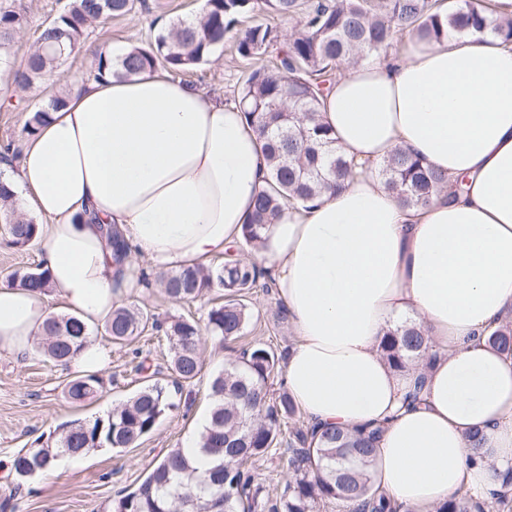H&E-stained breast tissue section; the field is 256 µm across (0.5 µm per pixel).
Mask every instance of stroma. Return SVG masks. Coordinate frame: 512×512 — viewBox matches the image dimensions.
<instances>
[{"mask_svg":"<svg viewBox=\"0 0 512 512\" xmlns=\"http://www.w3.org/2000/svg\"><path fill=\"white\" fill-rule=\"evenodd\" d=\"M67 0H0V7L21 14L24 23L0 56L10 66L20 68L35 43L39 27L52 20ZM148 9L90 28L83 48L67 58L66 77L92 79L93 69L83 55L84 47L101 43L144 46L158 35L161 23H173L199 11L201 0H147ZM249 68L248 61L236 52L232 38L214 50L209 63L177 73L180 81L197 85L208 94L233 103L239 82ZM44 99L39 89H13L0 96V149L12 146L22 152L27 136L24 128L37 105ZM126 303L146 307L159 318L201 316L209 307L210 297L192 303H176L162 288L151 285L136 288ZM253 320L237 341L216 346L210 336H203V366L193 384L175 395L176 409L167 412L156 429L134 448H98L79 458L57 478L44 481L33 476L23 482L9 481L0 487V512H102L113 495L142 480L152 466L172 448L181 447L186 435L195 432L209 414L211 400L208 384L225 362L242 347L254 342L269 344L276 350L291 346L294 335L288 321L279 314L280 302L275 292L253 289L246 295ZM147 364L148 373H140L139 364ZM73 373L51 362L42 349H33L22 361L0 358V453L8 456L23 448L54 446L62 424L75 419L103 417L125 403L148 380L170 384L169 345L164 336L146 334L123 345L113 346L112 365L101 373L100 391L82 402L70 401L65 393Z\"/></svg>","mask_w":512,"mask_h":512,"instance_id":"35a3bbf8","label":"stroma"}]
</instances>
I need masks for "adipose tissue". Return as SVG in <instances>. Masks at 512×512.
Masks as SVG:
<instances>
[{
	"instance_id": "adipose-tissue-1",
	"label": "adipose tissue",
	"mask_w": 512,
	"mask_h": 512,
	"mask_svg": "<svg viewBox=\"0 0 512 512\" xmlns=\"http://www.w3.org/2000/svg\"><path fill=\"white\" fill-rule=\"evenodd\" d=\"M19 164L0 180L41 220L50 288L0 283V358H26L64 303L86 326L130 286L102 233L118 226L159 270L205 263L242 240L266 160L243 112L160 71L69 82ZM323 122L363 172L285 210L257 253L296 340L282 384L320 428L382 429L375 484L409 512H436L459 489L480 501L512 471V360L487 340L512 320V45L414 40L395 59L349 66ZM402 147L448 180L409 208L377 166ZM422 324V365L396 371L387 331ZM423 381L422 399L405 398ZM481 432L483 459L470 436Z\"/></svg>"
}]
</instances>
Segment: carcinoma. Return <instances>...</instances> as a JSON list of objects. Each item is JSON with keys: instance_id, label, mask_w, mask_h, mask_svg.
Listing matches in <instances>:
<instances>
[{"instance_id": "carcinoma-1", "label": "carcinoma", "mask_w": 512, "mask_h": 512, "mask_svg": "<svg viewBox=\"0 0 512 512\" xmlns=\"http://www.w3.org/2000/svg\"><path fill=\"white\" fill-rule=\"evenodd\" d=\"M146 0H68L64 10L43 25L24 67L13 72L17 87L41 82L57 67L64 47L69 53L80 45L90 25L128 15ZM293 17L302 15V27L280 43L278 31L257 21L239 30L245 13ZM22 16L0 8V49L12 41ZM448 31L481 38L495 34L512 42V13L499 0H205L202 10L181 18L143 47L124 57L99 54L94 78L105 74L126 78L152 72L162 65L174 71L205 63L216 45L233 33L237 51L246 59L269 55L250 69L234 103L247 114L267 160L265 186L243 227L242 244L260 249L262 231L280 218L284 207L307 202L323 191L336 192L355 175L356 165L336 146V138L320 116L333 72L348 62L377 57L396 37L407 41L433 39ZM66 104L56 91L46 106L36 110L24 132L33 135L42 117ZM378 173L404 205H428L443 188L445 178L425 168L411 154L397 149ZM117 265L141 282L143 269L130 258V248L117 227L103 226ZM0 236L7 244L27 247L38 240V224L23 213L15 192L0 181ZM265 272L256 263L226 258L218 264L185 265L156 273L166 297L193 302L218 289L204 322L192 317L164 321L131 303L121 306L104 323V334L122 344L151 327L164 331L170 343V369L177 384L160 382L141 387L105 418L76 419L61 426L54 448H30L14 458V472L25 479L48 467L61 455L77 457L101 447L130 448L150 435L161 417L175 407L172 393L179 383H191L202 368V333L222 346L244 335L252 314L242 296L257 287ZM9 282L23 288L46 290L49 272L43 264L16 270ZM44 354L60 365L86 342L88 332L72 315H50L42 327ZM506 357H512V327L502 326L489 337ZM380 348L396 370L406 368L426 350L420 327L413 324L386 333ZM283 355L255 343L241 356L225 363L211 380L212 406L200 435L201 452L218 464L198 472L181 448H171L134 489L113 497L105 512H319L329 506L346 512H401V506L374 484L371 454L380 428L350 433H318L309 426L294 428L282 438V426L296 414L288 393L272 396L269 379ZM93 375L70 381L67 394L74 401L96 391ZM287 448H281V445ZM288 454L292 475L283 489L269 494L258 482L253 463L275 454ZM489 504L459 491L437 512H488Z\"/></svg>"}]
</instances>
